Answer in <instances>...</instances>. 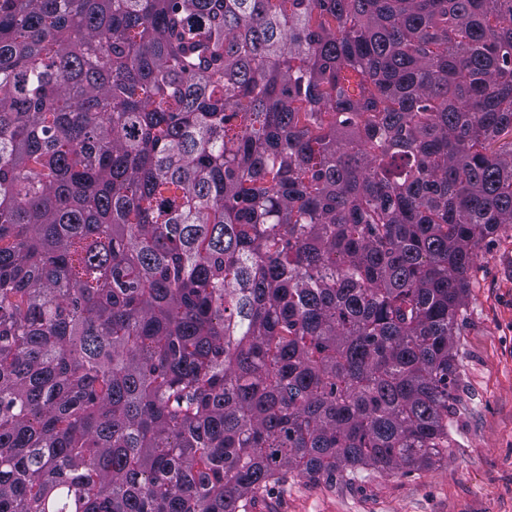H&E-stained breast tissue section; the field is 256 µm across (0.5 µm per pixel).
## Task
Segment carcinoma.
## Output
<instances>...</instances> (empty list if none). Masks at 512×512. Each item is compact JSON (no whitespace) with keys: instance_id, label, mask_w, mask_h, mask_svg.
Here are the masks:
<instances>
[{"instance_id":"1","label":"carcinoma","mask_w":512,"mask_h":512,"mask_svg":"<svg viewBox=\"0 0 512 512\" xmlns=\"http://www.w3.org/2000/svg\"><path fill=\"white\" fill-rule=\"evenodd\" d=\"M502 224L512 0H0V512L432 463Z\"/></svg>"}]
</instances>
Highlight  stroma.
I'll use <instances>...</instances> for the list:
<instances>
[{"mask_svg":"<svg viewBox=\"0 0 512 512\" xmlns=\"http://www.w3.org/2000/svg\"><path fill=\"white\" fill-rule=\"evenodd\" d=\"M452 448L409 472L296 478L254 512H512V225L477 253L459 328Z\"/></svg>","mask_w":512,"mask_h":512,"instance_id":"obj_1","label":"stroma"}]
</instances>
